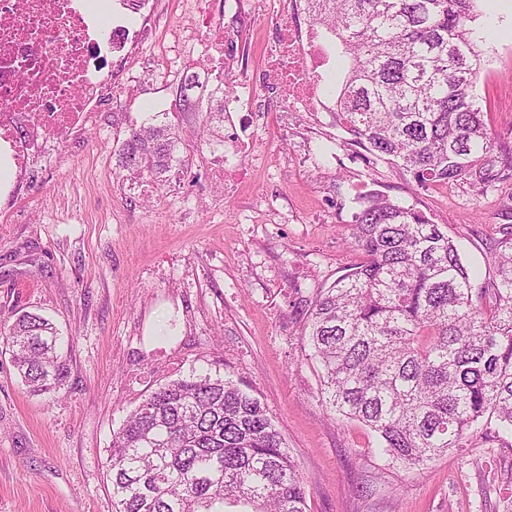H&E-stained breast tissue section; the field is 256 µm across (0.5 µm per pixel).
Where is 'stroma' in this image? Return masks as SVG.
I'll return each mask as SVG.
<instances>
[{"instance_id": "stroma-1", "label": "stroma", "mask_w": 512, "mask_h": 512, "mask_svg": "<svg viewBox=\"0 0 512 512\" xmlns=\"http://www.w3.org/2000/svg\"><path fill=\"white\" fill-rule=\"evenodd\" d=\"M241 28L233 79L203 48L180 67L172 30L185 0H112L131 38L112 53V109L82 136L51 143L0 196V323L49 318L68 365L62 389L29 392L0 339V512H113L108 448L131 411L192 371L232 378L258 397L304 478L307 512H512V447L451 451L422 470L387 467L363 424L330 416L303 325L316 289L362 261L350 245L360 195L421 210L459 246L475 287L495 272L493 244L512 226V178L480 196L468 184L416 188L345 144L335 115L275 111L256 99L250 151L227 193L211 192L222 147L202 124L216 90L241 91L288 0H209ZM475 94L491 131L512 144V11L479 0ZM166 111L173 168L141 195L115 151L137 122Z\"/></svg>"}]
</instances>
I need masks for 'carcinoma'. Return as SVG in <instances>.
I'll return each mask as SVG.
<instances>
[{
  "instance_id": "carcinoma-1",
  "label": "carcinoma",
  "mask_w": 512,
  "mask_h": 512,
  "mask_svg": "<svg viewBox=\"0 0 512 512\" xmlns=\"http://www.w3.org/2000/svg\"><path fill=\"white\" fill-rule=\"evenodd\" d=\"M477 0H307L310 21L348 61L335 93L351 145L418 188L496 190L512 148L476 102ZM176 132L131 130L118 163L159 180ZM350 244L365 260L319 288L305 336L334 416L378 438L388 466L420 470L453 448L512 438V230L496 241L491 287H473L458 248L411 205L358 199ZM14 367L31 392L67 377L56 328L26 312L4 322ZM115 512H306L303 478L261 401L233 380L191 374L152 392L112 436Z\"/></svg>"
}]
</instances>
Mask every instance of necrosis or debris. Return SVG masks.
I'll list each match as a JSON object with an SVG mask.
<instances>
[{
	"label": "necrosis or debris",
	"instance_id": "necrosis-or-debris-1",
	"mask_svg": "<svg viewBox=\"0 0 512 512\" xmlns=\"http://www.w3.org/2000/svg\"><path fill=\"white\" fill-rule=\"evenodd\" d=\"M199 21L180 32L182 43L205 41L212 53L238 40L237 27L207 16L200 0H191ZM303 0H289L263 47L265 84L246 94L221 99L224 154L211 169L216 183L236 180V163L250 148L237 131L251 97L273 86L282 112L334 111L326 101L323 78L329 55L319 27L304 20ZM126 28L92 36L75 0H0V140L9 144L16 170H23L52 140L80 133L90 115L112 96V75L94 54L99 45L123 39Z\"/></svg>",
	"mask_w": 512,
	"mask_h": 512
}]
</instances>
